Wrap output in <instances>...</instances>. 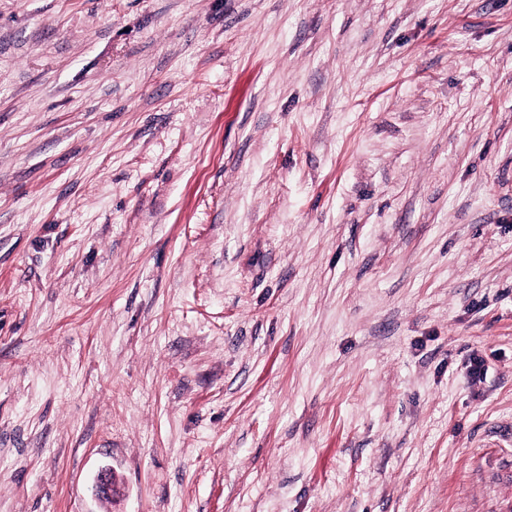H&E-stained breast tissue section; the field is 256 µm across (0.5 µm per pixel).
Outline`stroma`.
<instances>
[{
    "mask_svg": "<svg viewBox=\"0 0 512 512\" xmlns=\"http://www.w3.org/2000/svg\"><path fill=\"white\" fill-rule=\"evenodd\" d=\"M0 512H512V0H0Z\"/></svg>",
    "mask_w": 512,
    "mask_h": 512,
    "instance_id": "stroma-1",
    "label": "stroma"
}]
</instances>
